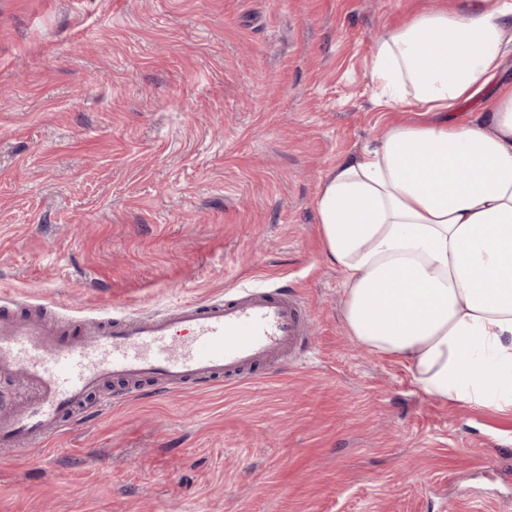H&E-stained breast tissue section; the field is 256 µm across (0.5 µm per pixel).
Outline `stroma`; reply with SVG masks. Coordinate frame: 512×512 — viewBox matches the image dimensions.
Returning <instances> with one entry per match:
<instances>
[{
	"label": "stroma",
	"mask_w": 512,
	"mask_h": 512,
	"mask_svg": "<svg viewBox=\"0 0 512 512\" xmlns=\"http://www.w3.org/2000/svg\"><path fill=\"white\" fill-rule=\"evenodd\" d=\"M472 0H0V301L95 328L284 288L301 351L244 381L96 394L0 447V512H512V414L421 393L342 324L319 184L390 124L385 28Z\"/></svg>",
	"instance_id": "35a3bbf8"
}]
</instances>
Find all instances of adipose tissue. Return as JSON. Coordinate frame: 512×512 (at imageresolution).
Instances as JSON below:
<instances>
[{
  "label": "adipose tissue",
  "instance_id": "obj_1",
  "mask_svg": "<svg viewBox=\"0 0 512 512\" xmlns=\"http://www.w3.org/2000/svg\"><path fill=\"white\" fill-rule=\"evenodd\" d=\"M512 0L425 10L385 31L369 62L380 107L440 112L398 123L322 178L325 258L343 319L425 395L512 411ZM486 94L483 112L459 106Z\"/></svg>",
  "mask_w": 512,
  "mask_h": 512
}]
</instances>
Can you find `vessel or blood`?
<instances>
[{
  "label": "vessel or blood",
  "mask_w": 512,
  "mask_h": 512,
  "mask_svg": "<svg viewBox=\"0 0 512 512\" xmlns=\"http://www.w3.org/2000/svg\"><path fill=\"white\" fill-rule=\"evenodd\" d=\"M308 313L285 291L235 290L231 299H180L159 314L127 316L87 337L37 316L0 309V375L22 374L34 393L0 404V447L45 438L64 420L91 421L88 398L108 381L151 383L165 393L240 380L293 356Z\"/></svg>",
  "instance_id": "vessel-or-blood-1"
}]
</instances>
